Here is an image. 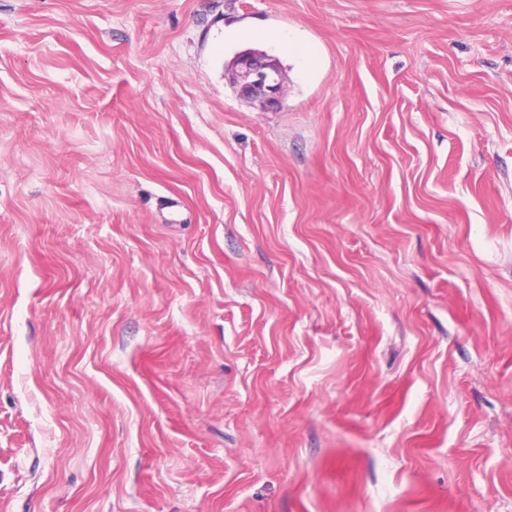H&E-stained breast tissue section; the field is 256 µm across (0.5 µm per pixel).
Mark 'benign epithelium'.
<instances>
[{"instance_id": "1", "label": "benign epithelium", "mask_w": 512, "mask_h": 512, "mask_svg": "<svg viewBox=\"0 0 512 512\" xmlns=\"http://www.w3.org/2000/svg\"><path fill=\"white\" fill-rule=\"evenodd\" d=\"M232 83L238 95L262 108H273L280 104L284 76L277 60L258 50L238 53L229 69Z\"/></svg>"}]
</instances>
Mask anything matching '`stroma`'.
I'll list each match as a JSON object with an SVG mask.
<instances>
[{"label":"stroma","mask_w":512,"mask_h":512,"mask_svg":"<svg viewBox=\"0 0 512 512\" xmlns=\"http://www.w3.org/2000/svg\"><path fill=\"white\" fill-rule=\"evenodd\" d=\"M0 512H512V0H0ZM238 95L250 102H259L261 108L280 104L284 76L277 60L258 50L239 52L229 69Z\"/></svg>","instance_id":"obj_1"}]
</instances>
